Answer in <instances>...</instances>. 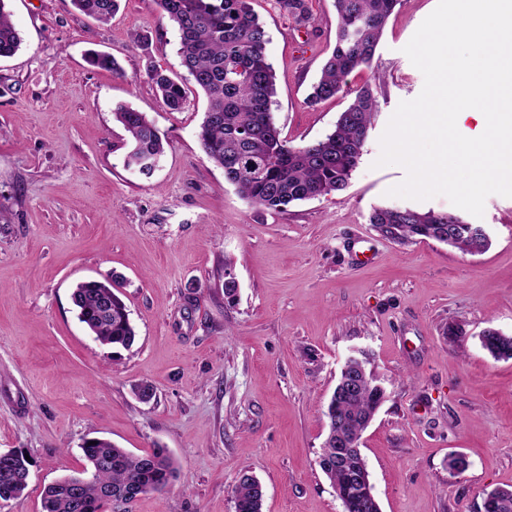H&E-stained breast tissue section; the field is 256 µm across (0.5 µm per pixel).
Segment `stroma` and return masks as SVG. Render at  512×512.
<instances>
[{
  "mask_svg": "<svg viewBox=\"0 0 512 512\" xmlns=\"http://www.w3.org/2000/svg\"><path fill=\"white\" fill-rule=\"evenodd\" d=\"M305 3L306 22L283 0L253 2L283 137H324L366 85L378 108L347 188L275 213L242 199L202 152L203 92L187 83L172 111L149 80L152 66L182 71L156 0H121L106 23L72 0H7L23 42L0 59V451L31 466L0 512H41L44 487L84 469L90 437L137 455L168 449L177 467L165 493L103 512H234L244 470L264 487L263 512H342L318 466L322 410L360 352L389 393L362 438L381 512H481L484 490L512 486V360L479 340L489 327L512 335V198L465 214L490 235L476 255L432 239L399 245L369 222L383 206L456 210L442 196H388L405 171L375 165L391 115L423 88L403 49L437 0H400L371 67L316 105L307 97L336 11L334 0ZM92 50L119 72L90 66ZM120 104L167 138L151 177L124 165ZM112 275L137 332L127 350L95 342L71 300L78 282ZM452 322L465 336L449 339ZM141 383L150 401L135 395ZM453 453L467 456L463 472L449 471Z\"/></svg>",
  "mask_w": 512,
  "mask_h": 512,
  "instance_id": "stroma-1",
  "label": "stroma"
}]
</instances>
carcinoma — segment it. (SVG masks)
<instances>
[{
  "label": "carcinoma",
  "mask_w": 512,
  "mask_h": 512,
  "mask_svg": "<svg viewBox=\"0 0 512 512\" xmlns=\"http://www.w3.org/2000/svg\"><path fill=\"white\" fill-rule=\"evenodd\" d=\"M83 13L106 22L119 0H72ZM399 0H335L337 30L333 51L309 94V103L345 93L346 77L372 65L385 25ZM161 17L179 34L178 54L190 80L207 97V110L197 132L203 153L224 170V179L249 203L283 213L302 201L344 190L356 169L376 112L372 87L356 91L335 128L324 138L293 145L281 136L272 105L275 73L266 53L267 33L252 7V0H157ZM21 46L10 13L0 0V58L13 56ZM90 65L119 71L108 55L90 52ZM148 77L172 111L182 108L183 86L163 70L152 67ZM113 120L129 136L124 166L149 177L165 152L166 140L147 116L127 106L113 111ZM370 223L397 244L415 239L437 241L452 237L451 247L470 253L481 239L460 226L452 213L420 212L408 207L373 211ZM78 320L102 345L129 348L136 333L129 311L109 278L80 282L72 293ZM481 346L494 358H512V336L480 337ZM387 399V389L373 373L362 379L355 394L336 386L324 412L327 421L342 417L347 432L360 437L369 420ZM87 467L48 485L41 512H103L112 502L166 491L176 474L165 448L137 456L105 439L82 446ZM319 467L335 489L346 487L349 474L366 460L356 451L336 448L329 432L319 455ZM30 462L18 450L0 452V501L19 497L27 487ZM238 512H263L264 493L251 473L238 474L233 488ZM488 512H512V491L494 488Z\"/></svg>",
  "instance_id": "carcinoma-1"
}]
</instances>
